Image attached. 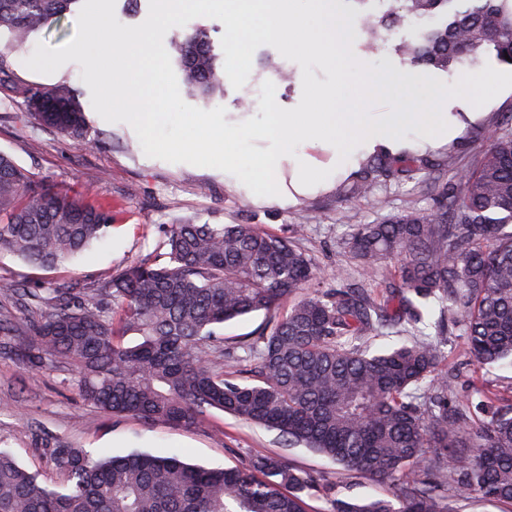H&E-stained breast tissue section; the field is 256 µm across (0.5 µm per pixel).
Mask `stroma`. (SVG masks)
Instances as JSON below:
<instances>
[{"mask_svg":"<svg viewBox=\"0 0 512 512\" xmlns=\"http://www.w3.org/2000/svg\"><path fill=\"white\" fill-rule=\"evenodd\" d=\"M76 15L30 35L10 57L12 79L18 84L50 86L64 81L73 87L84 106L89 130L98 144L85 148L45 129L30 117L24 97L0 87V150L35 176L61 190L93 193L111 201L114 222L109 236L62 268L44 273L18 257L0 254V282L24 281L38 276L58 285L81 282L93 285L101 277L124 268L135 258L155 253L166 225L184 219L209 224H258L263 229L299 239L322 271L323 284L335 286L336 270L358 279L360 270L346 247L357 224H378L389 215L409 209L427 210L435 204V175L420 173L402 181L383 180L373 189V200H342L337 189L300 197L287 208L256 205L226 185L221 171L187 163H169L147 157L134 129L125 122L104 120L93 108L91 93L81 78L82 68L70 62L56 72L42 74L28 69L24 60L37 44H64L76 32ZM430 19H413L392 31L386 49L367 55L366 36L356 32L352 50L357 58L374 66L392 63L396 71L410 66L399 52L403 44L419 40ZM273 82L275 100L285 109L296 107L302 97V70L274 47H259L252 70L241 88L225 85L224 95L214 102L195 100V107H224L225 118L239 121L237 101L260 92ZM512 112V88L501 91L467 121L451 143L448 159L458 168L477 158L503 114ZM348 208L352 222L340 221ZM448 361L455 369L457 394L484 389L503 400L512 399V367H475L460 337H452ZM62 441L85 449L93 457L124 456L134 451L165 452L207 468L241 465L251 456L273 454L290 465L331 477L336 496L344 500L384 497L387 485L345 476L330 458L304 447H288L277 432L246 423L220 410H210L204 423L185 428L165 422L147 423L133 417H114L82 401L73 385L72 371L61 364L41 372L26 371L17 358L0 352V449L10 452L29 471L52 485L63 478L53 468L48 447Z\"/></svg>","mask_w":512,"mask_h":512,"instance_id":"stroma-1","label":"stroma"}]
</instances>
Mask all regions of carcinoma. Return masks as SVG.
<instances>
[{"label":"carcinoma","mask_w":512,"mask_h":512,"mask_svg":"<svg viewBox=\"0 0 512 512\" xmlns=\"http://www.w3.org/2000/svg\"><path fill=\"white\" fill-rule=\"evenodd\" d=\"M382 14L361 18L367 48L411 18L446 19L401 51L412 66L446 69L493 52L512 65V0H380ZM77 0H0V85L9 53L59 22ZM182 93L224 95L208 33L195 27L172 43ZM44 128L84 147L83 106L70 85H16ZM442 163L428 156L378 153L341 191L366 198L380 179L400 181ZM112 206L57 190L0 151V253L38 270H55L106 238ZM347 246L360 270L377 275L398 260L380 288H323L319 268L294 238L256 224L168 226L164 251L136 259L91 288H47L40 278L1 282L20 309L40 317H0V335L19 339L28 370L49 361L75 373L83 401L104 413L184 427L217 409L278 431L348 474L390 485L364 502L336 497V483L288 465L277 455L241 467L210 469L164 453L92 457L58 443L50 458L62 488L43 484L0 450V512H305L321 497L327 512H459L473 493L512 504V403L476 391L449 400L443 346L461 331L478 365L512 364V113L474 163L455 171L430 210H408L380 224H359ZM440 306L435 336L419 329ZM262 312L252 339L229 347L216 328ZM408 336L371 349L382 330ZM131 333L140 342L126 346ZM247 351L238 367L236 350ZM452 461L450 470L444 464Z\"/></svg>","instance_id":"1"}]
</instances>
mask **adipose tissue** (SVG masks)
Listing matches in <instances>:
<instances>
[{
	"label": "adipose tissue",
	"instance_id": "1",
	"mask_svg": "<svg viewBox=\"0 0 512 512\" xmlns=\"http://www.w3.org/2000/svg\"><path fill=\"white\" fill-rule=\"evenodd\" d=\"M467 88H437L428 107L400 104L389 112H356L343 81L322 86L306 112H268L252 126H216L194 118L192 145L201 161L224 168L225 183L254 202L287 206L332 187L371 155L422 154L456 138L464 118L448 109L449 98H468ZM326 161L315 159V152ZM259 170L265 193H255L244 165Z\"/></svg>",
	"mask_w": 512,
	"mask_h": 512
}]
</instances>
